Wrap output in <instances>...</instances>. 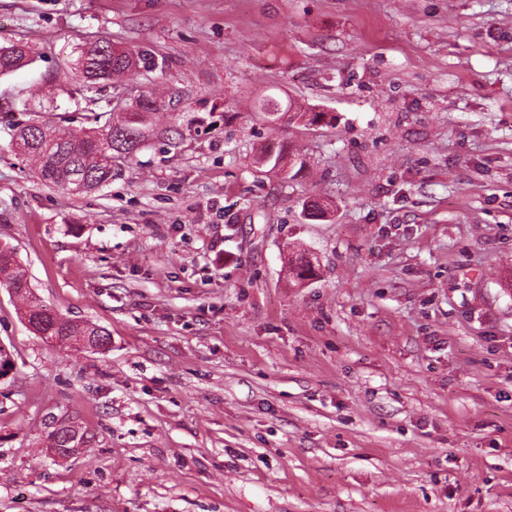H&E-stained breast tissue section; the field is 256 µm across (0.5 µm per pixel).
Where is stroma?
<instances>
[{"mask_svg":"<svg viewBox=\"0 0 512 512\" xmlns=\"http://www.w3.org/2000/svg\"><path fill=\"white\" fill-rule=\"evenodd\" d=\"M100 37L148 62L99 124L161 107L77 194L10 141L86 126ZM12 42L0 244L112 344L44 342L0 284V512H512V0H0ZM53 416L82 448L51 452ZM30 50L19 42L0 46V74L9 73L28 65ZM264 111L268 121L275 122L279 121L288 115V120H292L294 118H301L306 120V122L310 125L320 124L325 122L326 115L322 112H292L290 114V108L285 110V112H281L282 109L278 106L277 103H273L272 100H267L266 104H264Z\"/></svg>","mask_w":512,"mask_h":512,"instance_id":"obj_1","label":"stroma"}]
</instances>
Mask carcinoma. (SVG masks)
<instances>
[{"instance_id": "obj_1", "label": "carcinoma", "mask_w": 512, "mask_h": 512, "mask_svg": "<svg viewBox=\"0 0 512 512\" xmlns=\"http://www.w3.org/2000/svg\"><path fill=\"white\" fill-rule=\"evenodd\" d=\"M143 61L141 53L117 48L107 40H97L83 49L78 67L86 81L92 85L110 81L133 71ZM30 50L19 42L0 46V74L9 73L28 65ZM158 110V100L152 96L139 100L131 112L112 113V122L102 127H89L72 131L66 127L41 124L24 125L15 133L12 148L15 154L31 157L38 165V175L46 183L77 192L96 190L107 184L117 171L107 170L104 153L121 159L132 155L143 141V130ZM267 120L279 121L301 118L310 125L325 122L323 112H290L281 110L278 104H264ZM17 260L13 249L0 247V276H6L10 288L24 307V316L35 334L42 339H57L66 345L73 337L87 338L89 348L97 346L98 337L106 333L99 326L75 323L58 316L41 304L33 293L25 275L16 270ZM296 282L302 283L315 277L311 262L299 259L292 268Z\"/></svg>"}]
</instances>
